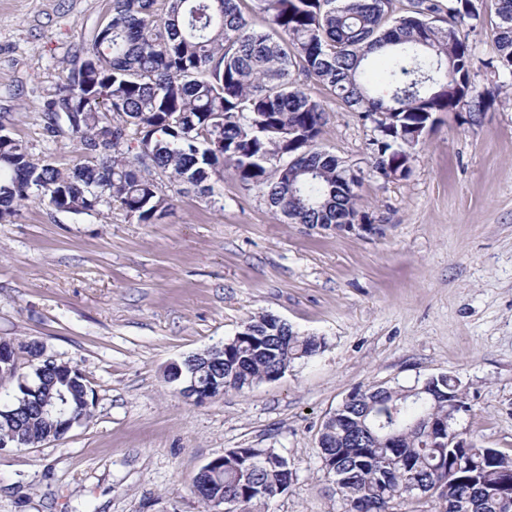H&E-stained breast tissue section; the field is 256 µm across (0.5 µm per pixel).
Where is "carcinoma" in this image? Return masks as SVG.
<instances>
[{
  "instance_id": "obj_1",
  "label": "carcinoma",
  "mask_w": 512,
  "mask_h": 512,
  "mask_svg": "<svg viewBox=\"0 0 512 512\" xmlns=\"http://www.w3.org/2000/svg\"><path fill=\"white\" fill-rule=\"evenodd\" d=\"M112 0V18L93 31L84 56L46 106V131L60 118L76 123L88 162L61 169L33 158L0 134V216L35 196L57 211L83 214L108 198L129 219L151 224L176 194L213 193L230 165L246 188L292 224H354L360 178L318 147L327 123L305 83L327 87L372 125L371 172L405 179L435 114L468 112L475 123L489 108L467 80L469 32L482 0ZM267 17L255 27L248 12ZM496 67L512 74V0H497ZM32 357L36 383L17 389L0 410V446L30 447L57 439L60 422L42 406L64 391L70 412L88 419L85 380L54 381L44 347L19 342ZM321 342L263 314L224 342L227 389L242 391L314 356ZM449 374L409 387L356 390L321 432L322 470L333 477L345 512H397L418 494L437 497L444 512H512V457L467 430L456 438ZM288 460L274 448H239L193 478L212 507L234 512L285 491Z\"/></svg>"
}]
</instances>
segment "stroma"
I'll list each match as a JSON object with an SVG mask.
<instances>
[{"label": "stroma", "instance_id": "obj_1", "mask_svg": "<svg viewBox=\"0 0 512 512\" xmlns=\"http://www.w3.org/2000/svg\"><path fill=\"white\" fill-rule=\"evenodd\" d=\"M496 0L469 36L475 124L439 114L410 176L371 175V125L308 82L321 144L360 175L365 224H291L232 169L212 200L174 196L152 224L118 203L75 215L33 199L0 224V336L79 368L91 417L0 452V512H209L192 480L232 448H275L294 477L261 512H344L319 437L348 396L457 376L462 427L512 455V74L486 65ZM112 0H0V126L60 168L87 156L43 113ZM270 314L322 340L274 381L195 403L170 364Z\"/></svg>", "mask_w": 512, "mask_h": 512}]
</instances>
